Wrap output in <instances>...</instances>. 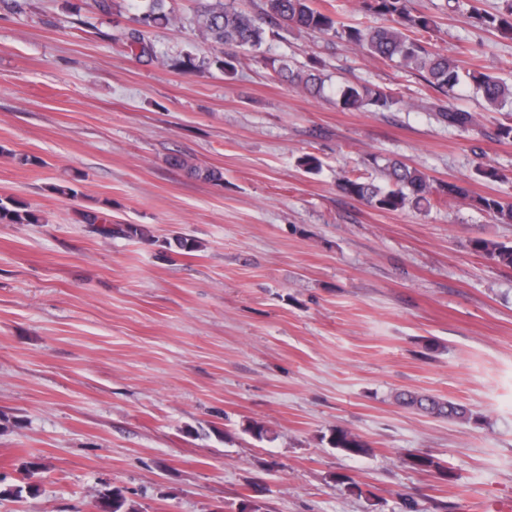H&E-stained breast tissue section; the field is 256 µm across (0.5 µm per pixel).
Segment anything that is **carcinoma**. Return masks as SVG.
I'll use <instances>...</instances> for the list:
<instances>
[{
    "instance_id": "cac0c4a2",
    "label": "carcinoma",
    "mask_w": 512,
    "mask_h": 512,
    "mask_svg": "<svg viewBox=\"0 0 512 512\" xmlns=\"http://www.w3.org/2000/svg\"><path fill=\"white\" fill-rule=\"evenodd\" d=\"M136 10L133 17L138 27L121 34L118 40L130 50L151 51L145 41V30L165 28L176 23L167 8V0H131ZM315 0H263L260 13L251 15L237 10L228 0H198L192 24L202 43L215 46H235L250 50L257 58H265L263 47L273 28L290 27L318 32L333 43L338 42L358 49L367 56L382 61H394L406 69L423 74L427 85L443 95L433 111L448 125L463 130L480 127L476 115L458 109L454 92L462 85H473L484 102L485 110L500 112L512 108V84L497 76L467 69L463 60L430 50L426 35L437 26L433 16L408 9L406 0H359L360 11L383 19L380 24L350 23L337 10L314 6ZM480 0H467L466 14L472 26L512 36V0H502L496 12L478 6ZM237 59L231 55H200L191 51L180 64L193 69L216 67L228 74L236 70ZM277 77L311 95L323 92L325 79L315 67L306 70L292 68L280 61L274 68ZM339 104L348 110L386 111L398 102L394 94L372 84H350L336 90ZM378 169L384 181L375 183L352 173L339 179V189L348 197L380 211H398L408 206L429 210L448 204L452 199L470 201V205L502 224L512 223V202L494 196H472L468 188L456 182L434 187L431 179L417 168L391 159L383 160ZM86 223L97 226L105 238L138 239L153 242L140 224H114L103 212L84 214ZM37 210L13 198H0V224H38ZM472 251L491 260L504 270H512V243L485 238L470 240ZM400 404L428 415L448 420L468 419L467 409L450 399H442L415 392L397 394ZM330 447L350 456L368 453L369 445L351 430L337 426L328 437ZM407 464L418 471L430 473L441 481L451 482L453 471L447 462L433 454L413 455ZM100 512H136L122 489L114 488L99 496Z\"/></svg>"
}]
</instances>
